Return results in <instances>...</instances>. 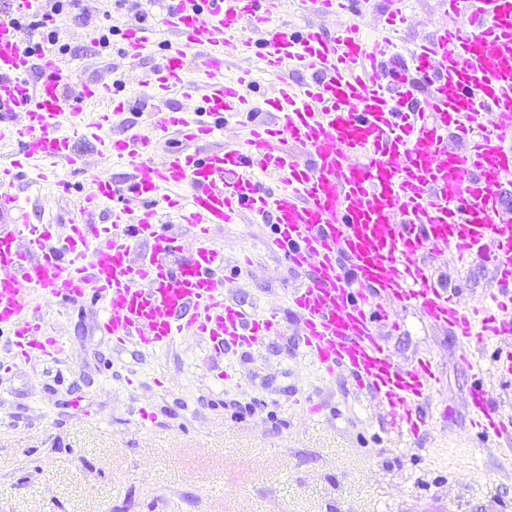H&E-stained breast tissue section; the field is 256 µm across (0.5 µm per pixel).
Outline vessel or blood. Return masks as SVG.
Segmentation results:
<instances>
[{
	"instance_id": "vessel-or-blood-1",
	"label": "vessel or blood",
	"mask_w": 512,
	"mask_h": 512,
	"mask_svg": "<svg viewBox=\"0 0 512 512\" xmlns=\"http://www.w3.org/2000/svg\"><path fill=\"white\" fill-rule=\"evenodd\" d=\"M365 2L299 0L353 16L327 32L277 23L279 0H166L154 24L121 31L130 63L158 45L163 54L148 75L146 125L119 131L117 118L135 108L129 93L103 80L72 89L55 51L34 52L20 21L43 14L46 0H0V142L19 148L0 164V346L24 362L59 359L39 297L94 302L97 331L116 351L205 340L222 383L228 354L288 340L323 375L348 372L399 437H420L440 377L432 357L404 367L384 344L399 311L452 329L466 351L512 337V0H442L463 24L406 57L367 37ZM230 51L256 57L258 71L226 77ZM261 74L274 88L269 120L224 144L225 121L248 112L242 89ZM178 91L189 105H171ZM83 102L103 108L88 119ZM76 136L98 143L101 168L59 237L30 224L16 189L28 162L80 167ZM101 205L111 226L89 219ZM245 217L271 225L267 249L302 275L288 298L295 335L277 313L225 297L212 227ZM448 246L493 264L488 304L461 307L432 273L425 255ZM470 405L479 434L512 427L483 388Z\"/></svg>"
}]
</instances>
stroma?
I'll return each instance as SVG.
<instances>
[{"instance_id": "1", "label": "stroma", "mask_w": 512, "mask_h": 512, "mask_svg": "<svg viewBox=\"0 0 512 512\" xmlns=\"http://www.w3.org/2000/svg\"><path fill=\"white\" fill-rule=\"evenodd\" d=\"M407 13L409 24L395 40L403 52L445 20L441 0H409ZM83 29L72 21L57 27L67 58L82 61L64 79L77 85L106 75L142 93L158 53L132 65L120 56V38L91 50L80 39ZM61 176L69 198L36 186L26 203L33 224L59 236L70 198L88 188L86 173ZM269 232L247 222L212 230L224 247L228 299L278 309L292 329L288 294L299 277L264 248ZM246 253L249 268L237 262ZM428 262L459 289L462 306L487 302L492 265L461 262L452 251ZM41 313L67 356L7 369L0 350V512H512V451L478 435L468 405L478 383L512 415V378L495 371L493 343L475 350L484 371L473 375L453 332L418 310L400 312V331L385 341L401 365L429 355L439 367L441 383L429 400L433 425L419 444L387 430L382 408L346 374L322 375L302 351L279 342L225 358L242 380L219 384L201 340L181 339L158 353L115 352L96 330L95 306L63 310L45 302ZM79 395L90 415L72 410ZM253 398L258 405L247 421L226 415L225 401ZM143 407L154 409V421L141 419ZM271 413L282 421L273 434Z\"/></svg>"}]
</instances>
